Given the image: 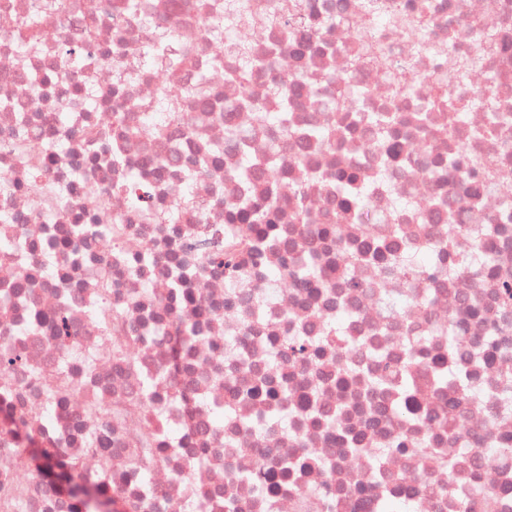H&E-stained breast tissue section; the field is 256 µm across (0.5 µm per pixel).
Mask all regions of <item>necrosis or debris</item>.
<instances>
[{"label": "necrosis or debris", "mask_w": 512, "mask_h": 512, "mask_svg": "<svg viewBox=\"0 0 512 512\" xmlns=\"http://www.w3.org/2000/svg\"><path fill=\"white\" fill-rule=\"evenodd\" d=\"M0 0V347L27 356L24 370L1 371L15 415H45L38 428L59 458L104 478L147 512H366L355 492L386 484L414 500L416 512H458L449 483L498 490L504 461L485 446L465 451L437 442L454 473L415 456L374 453L380 441L428 438L426 419L388 422L364 380L377 356L416 348L437 355L438 327L483 336L499 281L512 282V230L488 239L499 254L487 273L472 236L503 223L512 203V0ZM302 24H292L295 14ZM251 51L242 80L236 54ZM82 47L72 63L67 48ZM297 88L281 99L282 81ZM451 98L488 95L491 111L465 121L448 106L426 109L431 82ZM330 130L328 139L317 132ZM355 170L374 216L362 236L345 216L335 177ZM137 177L152 194L150 212L130 198ZM336 214V237L362 253V287L339 280L299 285L287 275L228 288L221 274L195 270L187 253L198 234L223 228L244 195L275 201L278 224L293 238L299 188ZM399 225L410 248H433L455 229L458 271L419 281L380 277L369 258L374 237ZM148 264H139L143 254ZM182 282L197 308L202 344L169 368L170 340L185 309L171 305ZM402 300L394 316L385 299ZM342 309L354 316L346 340L324 347L314 365L292 367L280 341L317 333ZM68 311L73 341L61 347L54 319ZM462 365L477 378L478 404L464 424L482 439L512 437V414L489 397L512 353ZM252 365L258 377L296 389L288 423L267 422L272 400H236L223 428L185 394L223 398V384ZM67 389L54 402L56 380ZM171 404L166 421L146 422L141 388ZM341 411L365 436L354 452L303 408ZM303 460L300 476L267 496L241 480L246 471ZM0 434V512L20 495L27 512H69Z\"/></svg>", "instance_id": "4bbe7bcc"}]
</instances>
